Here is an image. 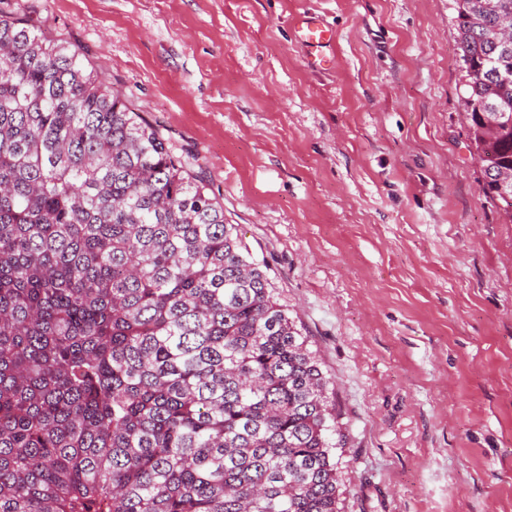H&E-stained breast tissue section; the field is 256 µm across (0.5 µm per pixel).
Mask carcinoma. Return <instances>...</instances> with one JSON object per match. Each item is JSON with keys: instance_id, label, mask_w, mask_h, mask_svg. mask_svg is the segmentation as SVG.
Here are the masks:
<instances>
[{"instance_id": "cac0c4a2", "label": "carcinoma", "mask_w": 512, "mask_h": 512, "mask_svg": "<svg viewBox=\"0 0 512 512\" xmlns=\"http://www.w3.org/2000/svg\"><path fill=\"white\" fill-rule=\"evenodd\" d=\"M512 220V0H452ZM224 207L81 54L0 14V512H340L346 428Z\"/></svg>"}]
</instances>
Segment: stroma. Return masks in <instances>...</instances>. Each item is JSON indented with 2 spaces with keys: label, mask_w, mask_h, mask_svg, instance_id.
Masks as SVG:
<instances>
[{
  "label": "stroma",
  "mask_w": 512,
  "mask_h": 512,
  "mask_svg": "<svg viewBox=\"0 0 512 512\" xmlns=\"http://www.w3.org/2000/svg\"><path fill=\"white\" fill-rule=\"evenodd\" d=\"M0 11L78 50L265 265L344 414V512H512V223L470 153L451 0ZM299 40L309 53L311 64L316 68L326 66L330 59L324 49L334 40V32L317 16L304 15L297 22Z\"/></svg>",
  "instance_id": "obj_1"
}]
</instances>
